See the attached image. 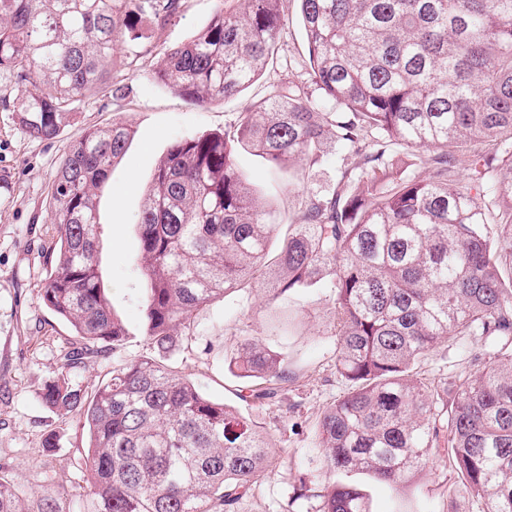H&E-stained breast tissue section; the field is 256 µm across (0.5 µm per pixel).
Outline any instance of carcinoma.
<instances>
[{
	"mask_svg": "<svg viewBox=\"0 0 512 512\" xmlns=\"http://www.w3.org/2000/svg\"><path fill=\"white\" fill-rule=\"evenodd\" d=\"M219 9L166 49L152 78L202 106L240 93L266 67L286 23L284 0ZM308 87H275L233 134L184 138L161 157L139 227L145 339L88 396L69 377L118 349L97 265L98 191L131 129L87 131L51 185L57 251L42 288L76 342L40 398L88 434L79 512H242L270 466L248 416L206 396L178 356L199 311L254 285L272 303L329 279L336 374L346 391L316 420L312 491L321 471L409 485L435 455L452 460L484 512H512V352L454 391L423 361L460 336H512V0H300ZM180 0H0V74L24 87L14 106L28 137L50 141L80 105L114 92V47L145 38ZM330 105L327 112L323 105ZM487 141L488 150L465 148ZM272 166L336 164L337 183L308 193L269 261L280 225L234 162L237 147ZM430 176L402 165L400 151ZM467 178L479 189L461 184ZM248 383L242 400L281 401L282 353L253 338L224 354ZM317 512H371L344 478ZM0 512H72L47 484L17 493L0 464Z\"/></svg>",
	"mask_w": 512,
	"mask_h": 512,
	"instance_id": "cac0c4a2",
	"label": "carcinoma"
}]
</instances>
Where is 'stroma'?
<instances>
[{"label":"stroma","instance_id":"obj_1","mask_svg":"<svg viewBox=\"0 0 512 512\" xmlns=\"http://www.w3.org/2000/svg\"><path fill=\"white\" fill-rule=\"evenodd\" d=\"M219 7V0H182L179 14L164 25H149L145 39L120 42L114 59L123 81L114 94L87 100L60 136L30 139L14 119L11 103L20 94L13 80L0 77V463L9 464L23 495L44 488L45 475L70 495L85 488L87 431L77 420L62 419L44 405L45 381L62 366L72 339L71 326L41 300L56 233L50 203L53 175L69 146L91 127L115 122L132 130L128 148L112 167L98 197L97 262L105 293L127 338L117 356L87 359L73 373L75 383L93 391L109 377L117 357L148 355L144 341V284L138 264V218L160 157L175 141L209 133H233L273 86L302 83L306 37L297 0H285L288 21L263 74L233 98L217 97L199 106L155 83L151 73L162 52L192 38ZM236 163L260 201L281 224H290L302 198L335 183V166L309 170L304 161L271 169L241 149ZM333 293L328 286L297 290L268 304L254 287L216 303L196 317L195 334L182 352L188 377L213 399L252 414L269 436L273 465L246 502L245 512H315L316 498L298 497L297 474L312 470L318 450L314 424L346 387L334 369L336 338L331 328ZM243 336L270 338L284 356L288 383L279 405L261 409L239 397L241 382L224 364V349ZM511 349L512 338L461 336L431 353L428 374L462 381L476 359ZM56 430L53 450L43 447ZM371 497L372 512H483L482 500L467 496L448 459L435 458L416 483L390 486L358 475Z\"/></svg>","mask_w":512,"mask_h":512}]
</instances>
